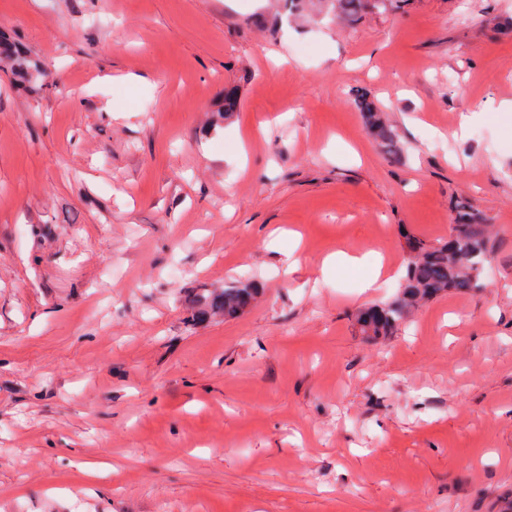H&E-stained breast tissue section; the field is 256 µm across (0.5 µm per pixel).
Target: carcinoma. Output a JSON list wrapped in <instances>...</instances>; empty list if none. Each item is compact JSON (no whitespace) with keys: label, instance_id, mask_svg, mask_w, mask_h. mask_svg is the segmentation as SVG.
Here are the masks:
<instances>
[{"label":"carcinoma","instance_id":"cac0c4a2","mask_svg":"<svg viewBox=\"0 0 512 512\" xmlns=\"http://www.w3.org/2000/svg\"><path fill=\"white\" fill-rule=\"evenodd\" d=\"M385 0H329L333 11L351 20L378 9ZM370 134L393 159L402 157L384 114L366 99L360 102ZM408 258L399 292L391 299L359 310L355 328L362 336L374 339L392 336L412 312L423 302L444 294L469 293L485 287L487 269L492 259L489 224L467 206L456 210L448 239L428 244L417 237H408ZM260 289L253 282L225 288H204L186 300L195 321H206L222 315L236 319L243 315L257 298Z\"/></svg>","mask_w":512,"mask_h":512}]
</instances>
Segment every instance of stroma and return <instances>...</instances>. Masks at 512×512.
Listing matches in <instances>:
<instances>
[{
    "instance_id": "stroma-1",
    "label": "stroma",
    "mask_w": 512,
    "mask_h": 512,
    "mask_svg": "<svg viewBox=\"0 0 512 512\" xmlns=\"http://www.w3.org/2000/svg\"><path fill=\"white\" fill-rule=\"evenodd\" d=\"M0 39V512L512 499V0H0ZM460 201L485 288L358 335L405 233L445 240ZM246 280V315L187 321L188 291ZM386 0H329L333 11L350 18L358 20L364 13L373 9H379ZM360 108L366 118L370 134L386 150L394 160L399 161L402 157L400 148L397 146L392 130L387 124L383 112H380L372 101L363 99Z\"/></svg>"
}]
</instances>
